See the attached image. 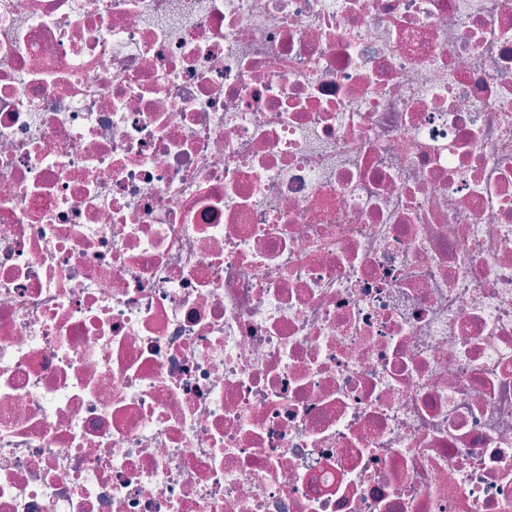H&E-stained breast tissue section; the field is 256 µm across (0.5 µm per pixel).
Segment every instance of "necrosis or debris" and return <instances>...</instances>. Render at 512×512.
I'll use <instances>...</instances> for the list:
<instances>
[{
	"instance_id": "obj_1",
	"label": "necrosis or debris",
	"mask_w": 512,
	"mask_h": 512,
	"mask_svg": "<svg viewBox=\"0 0 512 512\" xmlns=\"http://www.w3.org/2000/svg\"><path fill=\"white\" fill-rule=\"evenodd\" d=\"M0 512H512V0H0Z\"/></svg>"
}]
</instances>
